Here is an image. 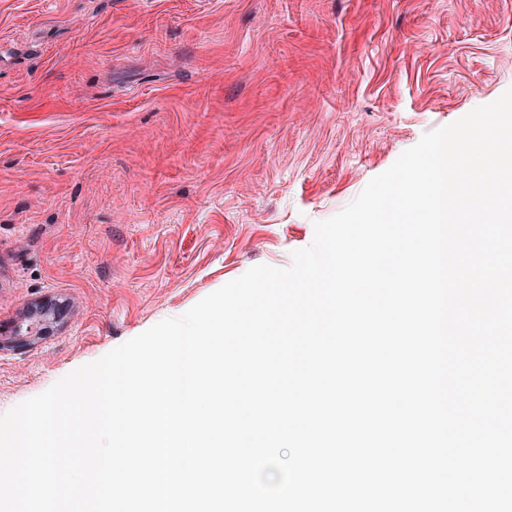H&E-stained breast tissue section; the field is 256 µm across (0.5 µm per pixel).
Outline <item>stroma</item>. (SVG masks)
Returning a JSON list of instances; mask_svg holds the SVG:
<instances>
[{
  "instance_id": "stroma-1",
  "label": "stroma",
  "mask_w": 512,
  "mask_h": 512,
  "mask_svg": "<svg viewBox=\"0 0 512 512\" xmlns=\"http://www.w3.org/2000/svg\"><path fill=\"white\" fill-rule=\"evenodd\" d=\"M511 87L512 0H0V413L289 266ZM63 315L62 306L56 303H40L32 307L26 314L27 324L25 333L20 329V324L14 329L12 343L16 348L26 347L32 337L42 336L51 324L56 323Z\"/></svg>"
}]
</instances>
